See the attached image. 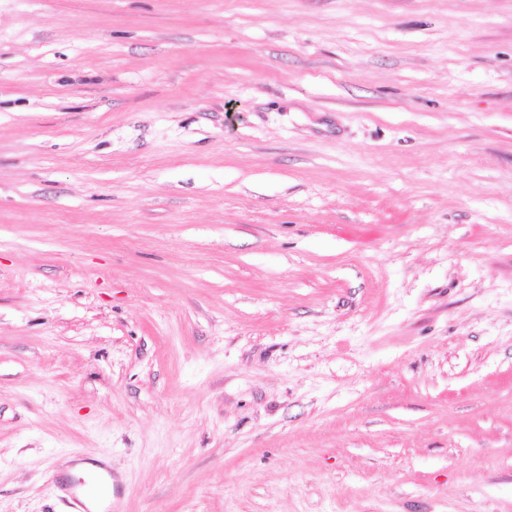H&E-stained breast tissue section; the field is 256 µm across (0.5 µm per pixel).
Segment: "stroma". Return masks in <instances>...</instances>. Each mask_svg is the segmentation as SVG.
<instances>
[{"label":"stroma","instance_id":"obj_1","mask_svg":"<svg viewBox=\"0 0 512 512\" xmlns=\"http://www.w3.org/2000/svg\"><path fill=\"white\" fill-rule=\"evenodd\" d=\"M512 512V0H0V512ZM116 492L114 476L108 469L92 472L87 481L71 485L66 490L68 497L79 506V512H112V496ZM87 500L103 510H91Z\"/></svg>","mask_w":512,"mask_h":512}]
</instances>
